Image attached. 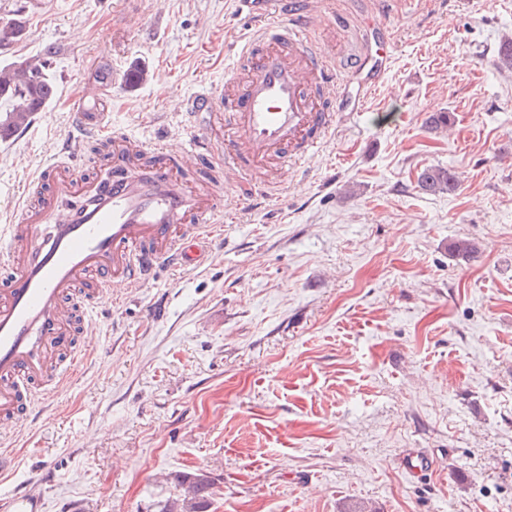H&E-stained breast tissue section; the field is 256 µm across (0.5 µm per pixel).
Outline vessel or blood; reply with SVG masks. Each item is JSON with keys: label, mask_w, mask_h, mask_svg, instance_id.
<instances>
[{"label": "vessel or blood", "mask_w": 512, "mask_h": 512, "mask_svg": "<svg viewBox=\"0 0 512 512\" xmlns=\"http://www.w3.org/2000/svg\"><path fill=\"white\" fill-rule=\"evenodd\" d=\"M239 3L254 24L230 75L206 90L184 148L156 147V163L142 171L133 157L146 152L145 143L99 126L110 145L111 178L88 184L81 204L65 207L60 200L74 188L69 166L50 161L38 179L52 183V192L28 200L19 223L0 230V273L7 276L0 287V414L29 411L31 385L70 335L79 309H93L115 284L141 285L158 266L199 263V240L213 236L217 205L212 192L183 186L179 172L214 158L230 180L273 183L279 164L315 155L335 113L382 82L392 52L383 8L365 13L357 51L333 74L308 40L310 9L290 0ZM218 119L227 133L213 146L208 130Z\"/></svg>", "instance_id": "vessel-or-blood-1"}]
</instances>
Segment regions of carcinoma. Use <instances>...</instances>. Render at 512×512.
I'll use <instances>...</instances> for the list:
<instances>
[{
  "mask_svg": "<svg viewBox=\"0 0 512 512\" xmlns=\"http://www.w3.org/2000/svg\"><path fill=\"white\" fill-rule=\"evenodd\" d=\"M26 33V23L11 18L0 25V39L20 40ZM56 50L45 47L39 54L13 60L0 67V137L12 134L26 126L33 115L42 111L55 97L57 77L53 67ZM417 187L426 194L452 193L458 188L455 173L440 166L422 169L417 176ZM453 257L468 260L479 250L478 243L468 237L455 239L449 247ZM187 496L172 500L162 512H207L212 500V483L203 475L186 477Z\"/></svg>",
  "mask_w": 512,
  "mask_h": 512,
  "instance_id": "1",
  "label": "carcinoma"
}]
</instances>
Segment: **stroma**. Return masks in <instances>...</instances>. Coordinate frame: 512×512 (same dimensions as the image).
Returning <instances> with one entry per match:
<instances>
[{
  "mask_svg": "<svg viewBox=\"0 0 512 512\" xmlns=\"http://www.w3.org/2000/svg\"><path fill=\"white\" fill-rule=\"evenodd\" d=\"M390 2L385 79L310 162L271 188L186 173L224 217L203 263L112 289L76 327L83 365L0 438V512H31L32 486L38 512H159L186 472L212 481L209 512H512V0ZM17 14L0 64L54 45L58 88L0 141L2 228L73 137L74 180L109 171L71 105L103 71L89 129L176 149L249 27L234 0H0ZM360 17L336 0L312 44L343 62ZM135 68L147 79L126 83ZM427 166L457 190L421 193ZM461 236L480 244L466 263ZM407 453L431 471L407 474Z\"/></svg>",
  "mask_w": 512,
  "mask_h": 512,
  "instance_id": "stroma-1",
  "label": "stroma"
}]
</instances>
